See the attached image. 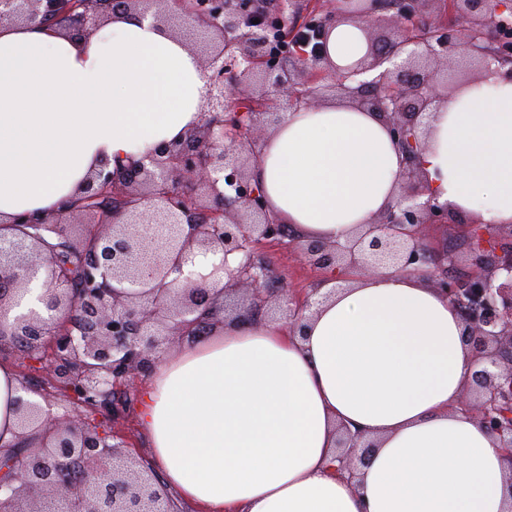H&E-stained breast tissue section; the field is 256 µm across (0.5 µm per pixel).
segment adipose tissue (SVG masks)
<instances>
[{
	"mask_svg": "<svg viewBox=\"0 0 512 512\" xmlns=\"http://www.w3.org/2000/svg\"><path fill=\"white\" fill-rule=\"evenodd\" d=\"M327 50L368 51L357 22ZM206 82L184 41L128 17L81 38L0 27V224L51 213L100 165L136 159L203 120ZM421 166L439 202L512 225V82L484 71L435 112ZM400 157L381 119L345 102L286 113L253 176L302 241L346 242L393 204ZM461 320L426 280L348 275L301 334L225 322L156 361L140 422L167 489L203 512H512L495 439L459 408L472 371ZM0 365V447L18 441ZM378 448L336 478L339 426Z\"/></svg>",
	"mask_w": 512,
	"mask_h": 512,
	"instance_id": "1",
	"label": "adipose tissue"
}]
</instances>
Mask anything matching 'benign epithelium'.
Here are the masks:
<instances>
[{"instance_id": "obj_1", "label": "benign epithelium", "mask_w": 512, "mask_h": 512, "mask_svg": "<svg viewBox=\"0 0 512 512\" xmlns=\"http://www.w3.org/2000/svg\"><path fill=\"white\" fill-rule=\"evenodd\" d=\"M440 3L452 16L431 22L427 7ZM280 0L271 22L240 0L224 10V0H0V26L54 25L68 17L69 33L89 34L118 10L153 22L175 25L176 16L194 19L203 30L180 31L202 57L208 83L204 122L183 139L161 144L124 168L101 169L80 199L115 200L112 211L73 201L46 215L13 218L0 231V309L19 302L26 285L45 272L48 317L31 309L0 336H23L29 347L47 351L46 378L53 393L84 397V408L61 415L50 404L24 401L20 427L41 424L36 449L0 456V512H170L171 503L152 471L122 443H108L106 431L85 412L105 422L118 407L113 390L154 367L162 337L199 336L217 324L219 300L232 290L248 294L237 313L250 322L253 308L270 298L279 305L288 332L301 331L315 304L313 288L297 303L287 288H271L265 241L281 238L283 224L269 213L266 197L252 176L262 140L257 131L263 108L239 112L231 96L275 104L285 111L321 105L327 92L369 112L387 127L403 156L394 205L349 243L294 244L325 273L339 270L373 275L383 269L424 277L464 311L463 337L473 371L460 407L493 435L507 455L512 495V225L492 227L466 220L471 266L448 277V253L429 244L431 229L460 216L429 191L420 156L427 148L433 112L448 97V81L434 67L457 54L485 68L512 62V7L503 0H401L394 15L380 0H366L354 15L340 6L319 15V2ZM357 18L370 48L356 67L340 71L328 58L330 29ZM259 23H254V20ZM389 26L394 37L372 35ZM91 217L76 242L67 227ZM224 259L241 255L227 279L202 286L183 276L195 250ZM336 474L352 482L367 465L376 443L360 431L341 430Z\"/></svg>"}]
</instances>
